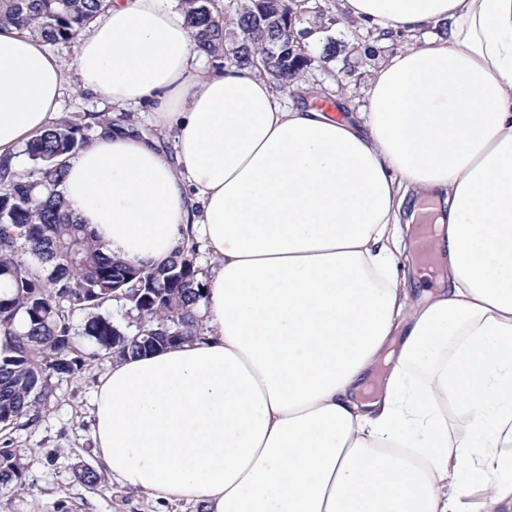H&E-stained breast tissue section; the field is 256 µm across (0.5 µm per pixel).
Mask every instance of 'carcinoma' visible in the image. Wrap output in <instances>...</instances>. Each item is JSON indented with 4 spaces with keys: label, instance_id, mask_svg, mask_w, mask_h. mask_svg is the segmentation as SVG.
Instances as JSON below:
<instances>
[{
    "label": "carcinoma",
    "instance_id": "carcinoma-1",
    "mask_svg": "<svg viewBox=\"0 0 512 512\" xmlns=\"http://www.w3.org/2000/svg\"><path fill=\"white\" fill-rule=\"evenodd\" d=\"M308 0H180L204 54L269 78L286 91L308 73L306 47H287L288 31L326 7ZM110 0H0V24L25 28L50 46L67 45ZM112 118L64 116L25 144L29 170L0 158V430L30 428L59 382L88 359H116L201 334L203 269L196 247L155 265L104 254L88 224L68 212L59 186L69 158ZM116 306L118 316L102 311ZM96 346L85 353L83 342ZM22 479L15 454L0 448V484Z\"/></svg>",
    "mask_w": 512,
    "mask_h": 512
}]
</instances>
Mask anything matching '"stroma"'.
I'll return each mask as SVG.
<instances>
[{
	"label": "stroma",
	"instance_id": "obj_1",
	"mask_svg": "<svg viewBox=\"0 0 512 512\" xmlns=\"http://www.w3.org/2000/svg\"><path fill=\"white\" fill-rule=\"evenodd\" d=\"M313 24L297 25L301 40L313 59L312 77L329 89L345 85V97L353 111L364 106L362 76L369 68L360 54L322 62L312 40ZM113 364L102 357L87 361L74 379L61 382L50 408L29 429L11 431L9 439L23 471L24 488L0 485V512H200L183 501L160 502L134 489L122 487L105 471L92 437L91 401L100 377ZM89 466L101 481L91 487L76 471Z\"/></svg>",
	"mask_w": 512,
	"mask_h": 512
}]
</instances>
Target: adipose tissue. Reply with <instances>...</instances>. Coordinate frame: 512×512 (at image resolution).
Here are the masks:
<instances>
[{
	"label": "adipose tissue",
	"instance_id": "ef3b65f1",
	"mask_svg": "<svg viewBox=\"0 0 512 512\" xmlns=\"http://www.w3.org/2000/svg\"><path fill=\"white\" fill-rule=\"evenodd\" d=\"M338 8L403 43L340 120L205 70L170 0H112L71 78L0 26V157L22 165L65 92L145 108L173 153L98 130L64 201L103 253L212 258L204 333L100 378L96 451L122 486L205 512H460L476 482L484 512H512V0ZM411 196L434 205L441 271L417 304Z\"/></svg>",
	"mask_w": 512,
	"mask_h": 512
}]
</instances>
